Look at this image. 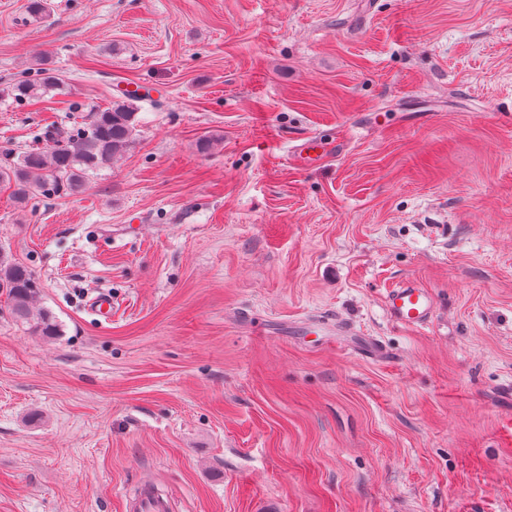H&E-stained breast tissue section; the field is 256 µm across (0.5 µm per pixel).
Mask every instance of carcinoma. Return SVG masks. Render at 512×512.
I'll return each instance as SVG.
<instances>
[{"mask_svg":"<svg viewBox=\"0 0 512 512\" xmlns=\"http://www.w3.org/2000/svg\"><path fill=\"white\" fill-rule=\"evenodd\" d=\"M61 82L45 60L36 58L33 67L7 93L33 98ZM139 109L137 99L116 96L108 107L93 113L89 122L48 135L43 147L31 149L16 160L4 153L0 182L7 183L13 198L21 203L46 196L49 187L57 194L82 190L91 175L112 166L131 148ZM0 292L6 296L7 311L14 321L28 325L36 336L56 335V325L47 313L35 310L39 287L28 267L0 258Z\"/></svg>","mask_w":512,"mask_h":512,"instance_id":"obj_1","label":"carcinoma"}]
</instances>
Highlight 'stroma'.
I'll use <instances>...</instances> for the list:
<instances>
[{
    "mask_svg": "<svg viewBox=\"0 0 512 512\" xmlns=\"http://www.w3.org/2000/svg\"><path fill=\"white\" fill-rule=\"evenodd\" d=\"M28 3L0 0V88L37 55L67 87L0 96V146L153 95L82 192L0 186L60 329L0 295V512H127L146 480L168 512H512V0ZM406 278L420 329L384 306ZM384 303L394 321L410 328L428 325L436 309V299L432 292L410 278L387 289Z\"/></svg>",
    "mask_w": 512,
    "mask_h": 512,
    "instance_id": "obj_1",
    "label": "stroma"
}]
</instances>
